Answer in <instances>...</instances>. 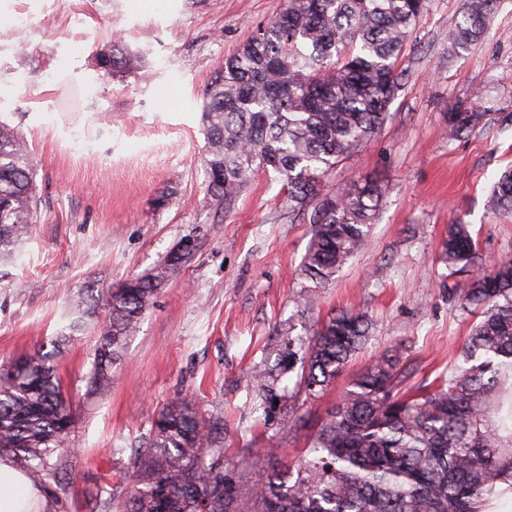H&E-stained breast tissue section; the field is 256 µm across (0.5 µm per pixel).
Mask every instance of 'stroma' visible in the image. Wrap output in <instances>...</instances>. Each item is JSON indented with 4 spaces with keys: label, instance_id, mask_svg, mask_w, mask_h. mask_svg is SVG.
Returning a JSON list of instances; mask_svg holds the SVG:
<instances>
[{
    "label": "stroma",
    "instance_id": "stroma-1",
    "mask_svg": "<svg viewBox=\"0 0 512 512\" xmlns=\"http://www.w3.org/2000/svg\"><path fill=\"white\" fill-rule=\"evenodd\" d=\"M462 0H431L403 52L409 78L380 132L324 186L338 196L367 179L384 195L370 247L304 299L302 264L312 224L290 216L273 174L256 175L231 212L206 194L200 106L214 72L284 0H0V119L38 158V219L0 259V367L51 351L77 422L62 454L66 495L44 512H90L106 474L126 478L103 512L135 487L134 448L179 398L224 419V471L250 499L273 466L294 463L308 437L372 361L393 357L410 391L450 370L471 317L451 295L512 259V214L493 210L497 175L512 166V0H500L487 36L448 54ZM119 40L140 51L139 75H110L95 60ZM480 111L452 139L448 114ZM463 219L473 265L440 262L448 224ZM188 260L160 287L112 363L107 391L89 390L113 288L162 264L183 245ZM94 297L83 327L69 330L78 299ZM367 313L368 338L343 375L308 400L297 393L298 337L331 314ZM269 368L276 402L253 398L251 373Z\"/></svg>",
    "mask_w": 512,
    "mask_h": 512
}]
</instances>
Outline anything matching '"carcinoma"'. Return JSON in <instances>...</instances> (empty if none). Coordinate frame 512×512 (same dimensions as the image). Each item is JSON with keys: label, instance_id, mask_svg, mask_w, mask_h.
Wrapping results in <instances>:
<instances>
[{"label": "carcinoma", "instance_id": "cac0c4a2", "mask_svg": "<svg viewBox=\"0 0 512 512\" xmlns=\"http://www.w3.org/2000/svg\"><path fill=\"white\" fill-rule=\"evenodd\" d=\"M429 2L285 0L211 79L201 107L209 198L228 213L255 175L276 173L288 213L313 224L303 261L316 284L311 299L369 243L382 188L366 181L328 198L322 187L386 122L406 80L402 52ZM497 3L464 0L448 32V54L484 39ZM96 61L124 74L139 70L142 56L116 42ZM478 120V113L458 109L448 115L449 133L461 135ZM35 169L26 138L0 121V258L11 256L35 223ZM492 201L512 212V168L500 173ZM474 259L469 225H448L440 261L466 268ZM183 261L173 254L110 293L109 325L94 349L93 390L112 384L113 356ZM453 294L480 320L451 372L412 394L398 389L391 358L365 367L295 463L255 488L256 512H477L512 479V260L454 286ZM368 332L365 314L342 310L301 340L299 389L309 398L324 394ZM55 357L53 350L38 352L0 372V454L23 468L58 453L74 426ZM252 382L267 401V371L257 368ZM132 461L140 487L122 512L251 510L234 502L224 478V420L203 416L188 398L159 412Z\"/></svg>", "mask_w": 512, "mask_h": 512}]
</instances>
